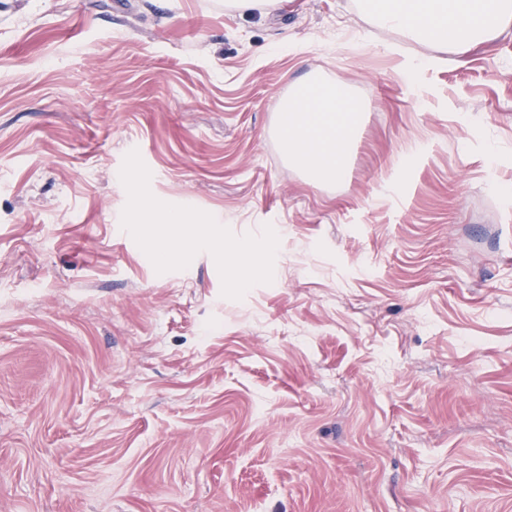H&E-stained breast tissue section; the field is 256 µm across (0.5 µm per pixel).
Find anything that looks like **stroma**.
Listing matches in <instances>:
<instances>
[{
	"instance_id": "stroma-1",
	"label": "stroma",
	"mask_w": 512,
	"mask_h": 512,
	"mask_svg": "<svg viewBox=\"0 0 512 512\" xmlns=\"http://www.w3.org/2000/svg\"><path fill=\"white\" fill-rule=\"evenodd\" d=\"M356 2L0 0V512H512V31L410 71ZM171 209L268 274L154 260ZM277 132L288 162L314 183L340 181L365 103L345 81L307 79L279 110ZM209 241L217 257L224 261L225 275L230 276L233 280L240 281L241 285L244 284L242 282L244 279V263L242 257L247 256L255 262L266 253L273 251L277 246L274 239H267L260 242L241 243L237 248H235L232 253V257L228 261L227 265H225L227 249L224 246V241L215 236H211Z\"/></svg>"
}]
</instances>
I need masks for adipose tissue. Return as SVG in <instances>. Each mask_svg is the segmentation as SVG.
<instances>
[{"mask_svg": "<svg viewBox=\"0 0 512 512\" xmlns=\"http://www.w3.org/2000/svg\"><path fill=\"white\" fill-rule=\"evenodd\" d=\"M360 11L378 27L436 48V55L415 60V67L437 65L438 52L467 55L478 44L512 31V0H360ZM365 110L342 79H309L299 84L281 106L277 132L290 164L312 182L341 180L347 170L352 140ZM217 257L227 258L226 275L244 278L245 260H258L277 243L245 242L227 251L211 238Z\"/></svg>", "mask_w": 512, "mask_h": 512, "instance_id": "ef3b65f1", "label": "adipose tissue"}]
</instances>
